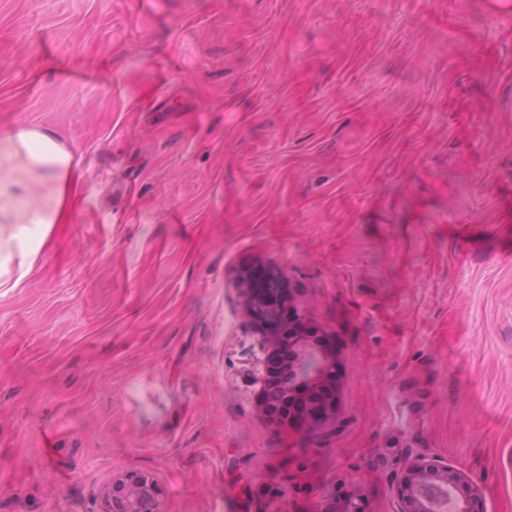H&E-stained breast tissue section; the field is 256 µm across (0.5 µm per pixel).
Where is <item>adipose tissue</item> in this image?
<instances>
[{"label": "adipose tissue", "mask_w": 512, "mask_h": 512, "mask_svg": "<svg viewBox=\"0 0 512 512\" xmlns=\"http://www.w3.org/2000/svg\"><path fill=\"white\" fill-rule=\"evenodd\" d=\"M9 140L22 149L33 169L55 185V204L51 210L34 206L16 217V236L20 241L44 239L47 225L70 220L88 187L78 171L79 163L74 155L61 147L51 134L20 127L10 134Z\"/></svg>", "instance_id": "obj_1"}]
</instances>
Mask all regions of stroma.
Wrapping results in <instances>:
<instances>
[{
  "label": "stroma",
  "mask_w": 512,
  "mask_h": 512,
  "mask_svg": "<svg viewBox=\"0 0 512 512\" xmlns=\"http://www.w3.org/2000/svg\"><path fill=\"white\" fill-rule=\"evenodd\" d=\"M496 0H0V173L46 130L90 190L0 278V512H316L410 454L512 512V22ZM335 335L340 420L258 405L248 272ZM232 332H225V319ZM163 490L147 471L122 469L102 494L100 512H163Z\"/></svg>",
  "instance_id": "obj_1"
}]
</instances>
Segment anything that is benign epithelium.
I'll return each mask as SVG.
<instances>
[{
	"label": "benign epithelium",
	"instance_id": "benign-epithelium-1",
	"mask_svg": "<svg viewBox=\"0 0 512 512\" xmlns=\"http://www.w3.org/2000/svg\"><path fill=\"white\" fill-rule=\"evenodd\" d=\"M253 280L248 300L243 305L244 319L266 330L269 353L264 374L268 380L260 407L265 419L275 427H290L309 434H329L336 430V364L340 350L331 336H319L307 322H292L288 333L281 332L279 313L298 310L296 297L275 277L251 273ZM315 347L319 367L297 386L281 379L298 373L309 347ZM446 483V492L456 498L458 512H480L481 496L475 485L462 473L435 457L415 453L402 474L391 485L401 503L400 512H427L420 499H429ZM101 512H163V490L147 471L122 469L102 494Z\"/></svg>",
	"mask_w": 512,
	"mask_h": 512
}]
</instances>
